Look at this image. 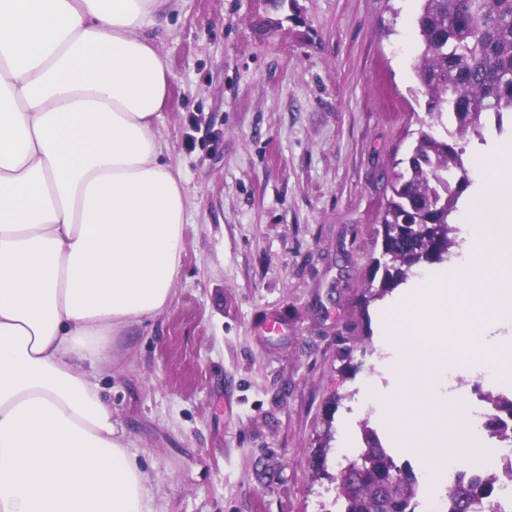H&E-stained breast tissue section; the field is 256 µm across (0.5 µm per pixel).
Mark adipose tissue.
Wrapping results in <instances>:
<instances>
[{
    "label": "adipose tissue",
    "mask_w": 512,
    "mask_h": 512,
    "mask_svg": "<svg viewBox=\"0 0 512 512\" xmlns=\"http://www.w3.org/2000/svg\"><path fill=\"white\" fill-rule=\"evenodd\" d=\"M176 5L0 0V512H159L92 379L180 275Z\"/></svg>",
    "instance_id": "adipose-tissue-1"
}]
</instances>
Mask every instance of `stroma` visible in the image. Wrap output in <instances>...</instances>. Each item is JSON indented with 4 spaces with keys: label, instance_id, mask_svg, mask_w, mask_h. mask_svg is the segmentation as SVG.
I'll return each mask as SVG.
<instances>
[{
    "label": "stroma",
    "instance_id": "obj_1",
    "mask_svg": "<svg viewBox=\"0 0 512 512\" xmlns=\"http://www.w3.org/2000/svg\"><path fill=\"white\" fill-rule=\"evenodd\" d=\"M419 0H179L157 120L190 196L171 304L95 383L161 512H336L376 368L384 175L426 112ZM333 438L316 474V450Z\"/></svg>",
    "mask_w": 512,
    "mask_h": 512
}]
</instances>
